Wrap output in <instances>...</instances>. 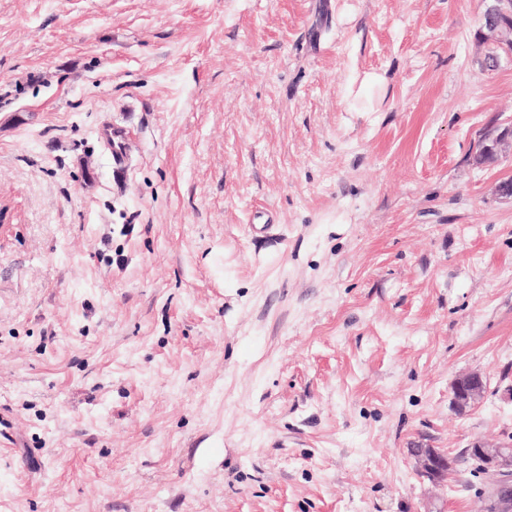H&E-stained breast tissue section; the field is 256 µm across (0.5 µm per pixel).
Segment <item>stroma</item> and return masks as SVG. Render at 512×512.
<instances>
[{"label": "stroma", "instance_id": "1", "mask_svg": "<svg viewBox=\"0 0 512 512\" xmlns=\"http://www.w3.org/2000/svg\"><path fill=\"white\" fill-rule=\"evenodd\" d=\"M489 3L0 0V512H486L466 450L512 444ZM512 136L511 129L504 128L495 136L492 133H486L479 140L477 145V156L476 159L479 162H485L492 160L497 153L498 147ZM486 392V382L478 372L457 377L451 386L452 403L459 412L480 404ZM411 454L416 458L418 470L432 481L442 480L449 465V457L434 448H415Z\"/></svg>", "mask_w": 512, "mask_h": 512}]
</instances>
